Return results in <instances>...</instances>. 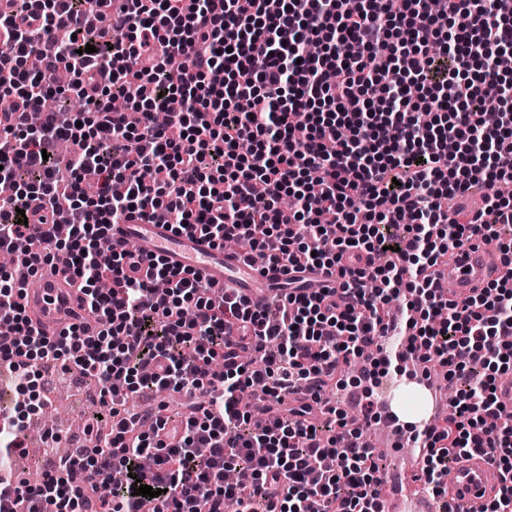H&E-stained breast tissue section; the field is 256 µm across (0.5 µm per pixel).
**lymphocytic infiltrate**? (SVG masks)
<instances>
[{
    "mask_svg": "<svg viewBox=\"0 0 512 512\" xmlns=\"http://www.w3.org/2000/svg\"><path fill=\"white\" fill-rule=\"evenodd\" d=\"M442 2L392 15L386 0H96L91 14L86 0H10L0 252L32 271L64 255L101 329L41 336L0 279V365L25 396L0 423V512H224L228 499L236 512H382L378 455L341 411L311 417L372 348L365 421L379 417L374 386L417 351L462 383L427 434L419 492L444 495L457 455L484 454L503 476L485 512H512V420L496 395L512 369V249L499 254L510 275L471 297L436 286L449 251L512 234V0ZM57 69L67 84L45 81ZM74 96L84 110L65 113ZM124 96L138 123L113 111ZM488 184L479 211L454 206ZM34 199L68 223L32 234L19 213ZM160 211L216 245L337 271L341 292L255 310L129 249L102 260L109 224ZM404 290L414 334L380 349L384 306ZM59 360L101 384L112 423L87 426L38 482H14L40 368ZM300 384L309 402L290 401ZM161 389L183 396L170 418L145 431L122 416L127 397Z\"/></svg>",
    "mask_w": 512,
    "mask_h": 512,
    "instance_id": "lymphocytic-infiltrate-1",
    "label": "lymphocytic infiltrate"
}]
</instances>
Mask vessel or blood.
<instances>
[{
  "label": "vessel or blood",
  "instance_id": "obj_1",
  "mask_svg": "<svg viewBox=\"0 0 512 512\" xmlns=\"http://www.w3.org/2000/svg\"><path fill=\"white\" fill-rule=\"evenodd\" d=\"M109 236L114 248L135 246L141 255L158 256L172 268L192 271L214 295L236 292L257 308L272 293L285 295L293 288L319 291L340 286L339 280L325 271L299 265L255 266L242 252L216 247L197 234L176 232L164 218L147 221L134 214L111 225ZM64 266V258H57L54 267L41 272L37 287L25 288L23 304L29 324L34 331L51 338L66 334L75 326L85 335H96L100 325L84 306L81 283L65 274ZM497 274V264L490 259L479 236L473 237L469 247L455 254L440 272L459 298L472 294L474 288ZM411 381L424 391L430 403L415 424L416 429L425 431L447 411L449 400L435 378L417 374ZM446 482L445 498L428 502L423 512H483L501 485V474L489 456L476 454L453 463Z\"/></svg>",
  "mask_w": 512,
  "mask_h": 512
}]
</instances>
